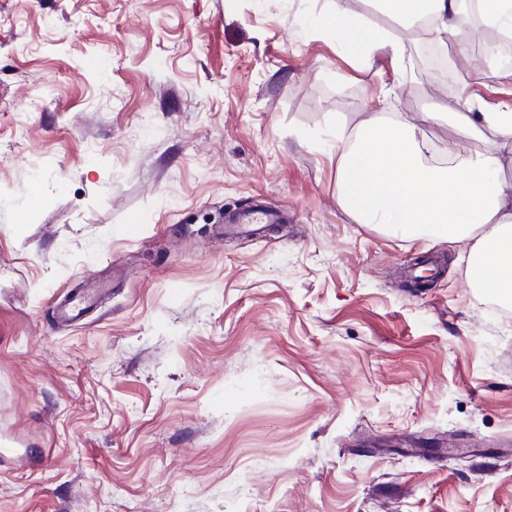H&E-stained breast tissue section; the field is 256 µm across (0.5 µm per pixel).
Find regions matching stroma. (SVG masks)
Wrapping results in <instances>:
<instances>
[{
    "instance_id": "stroma-1",
    "label": "stroma",
    "mask_w": 512,
    "mask_h": 512,
    "mask_svg": "<svg viewBox=\"0 0 512 512\" xmlns=\"http://www.w3.org/2000/svg\"><path fill=\"white\" fill-rule=\"evenodd\" d=\"M338 9L398 29L369 0H0V512H512V307L447 241L357 223L336 160L377 112L485 149L450 114L512 68L354 64ZM257 204L291 219L225 233Z\"/></svg>"
}]
</instances>
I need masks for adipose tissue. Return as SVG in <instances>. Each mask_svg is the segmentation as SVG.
<instances>
[{
  "instance_id": "obj_1",
  "label": "adipose tissue",
  "mask_w": 512,
  "mask_h": 512,
  "mask_svg": "<svg viewBox=\"0 0 512 512\" xmlns=\"http://www.w3.org/2000/svg\"><path fill=\"white\" fill-rule=\"evenodd\" d=\"M463 0H375L403 29L422 28L435 40L467 46L472 35L458 22ZM319 27L335 35L348 59L372 65L404 62L407 45L386 30L343 11L323 16ZM464 128L483 126L498 139L488 149L431 162L430 145L414 124L374 114L338 137L340 203L361 224H385L407 237L429 232L457 246L468 264L470 287L512 302V103L484 107L462 98Z\"/></svg>"
}]
</instances>
